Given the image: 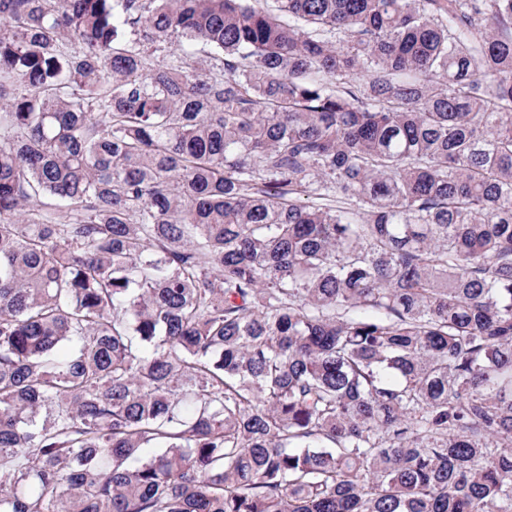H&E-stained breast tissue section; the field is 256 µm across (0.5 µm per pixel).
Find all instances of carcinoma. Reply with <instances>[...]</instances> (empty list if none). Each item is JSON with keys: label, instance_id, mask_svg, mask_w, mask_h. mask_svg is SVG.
Wrapping results in <instances>:
<instances>
[{"label": "carcinoma", "instance_id": "cac0c4a2", "mask_svg": "<svg viewBox=\"0 0 512 512\" xmlns=\"http://www.w3.org/2000/svg\"><path fill=\"white\" fill-rule=\"evenodd\" d=\"M272 2L0 0V512H512V0Z\"/></svg>", "mask_w": 512, "mask_h": 512}]
</instances>
